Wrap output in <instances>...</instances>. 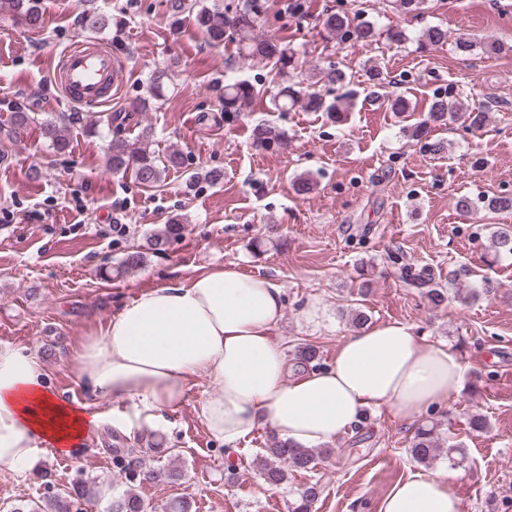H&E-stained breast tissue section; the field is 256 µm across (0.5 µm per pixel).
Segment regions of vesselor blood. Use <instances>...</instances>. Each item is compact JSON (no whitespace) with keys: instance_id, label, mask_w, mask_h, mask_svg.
Masks as SVG:
<instances>
[{"instance_id":"1","label":"vessel or blood","mask_w":512,"mask_h":512,"mask_svg":"<svg viewBox=\"0 0 512 512\" xmlns=\"http://www.w3.org/2000/svg\"><path fill=\"white\" fill-rule=\"evenodd\" d=\"M56 79L68 96L83 105L105 102L117 88L121 71L110 49L97 41L79 40L63 54Z\"/></svg>"}]
</instances>
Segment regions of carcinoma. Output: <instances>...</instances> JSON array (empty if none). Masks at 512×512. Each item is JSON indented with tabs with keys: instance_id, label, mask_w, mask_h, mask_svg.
Returning a JSON list of instances; mask_svg holds the SVG:
<instances>
[{
	"instance_id": "carcinoma-1",
	"label": "carcinoma",
	"mask_w": 512,
	"mask_h": 512,
	"mask_svg": "<svg viewBox=\"0 0 512 512\" xmlns=\"http://www.w3.org/2000/svg\"><path fill=\"white\" fill-rule=\"evenodd\" d=\"M13 14L19 16L27 26L39 29L43 23L41 0H8ZM79 25L86 31L101 32L112 30V49L122 51L125 40L123 22L116 16L107 14L98 8L96 0H79ZM167 9L170 29L179 30L186 17H191L197 29L208 43L220 45L231 41L237 45L238 57L244 60H258L269 68L271 83L276 90L267 94L259 83L248 79H224V86L217 89V111L224 113V125L237 123L244 113L251 111L256 100L269 95L270 112H288L299 106L307 112H325L331 119L339 121L342 114L353 109L357 93L349 89L352 76L330 61L325 66H309L305 78L298 79V70L306 65V60L296 56V51L288 44L275 38L262 36L259 30L267 20L269 0H168ZM319 22L328 36L339 42L361 43L370 45L381 35L394 44L408 40L405 31L389 28L381 32L376 19L353 21L349 15L340 11H329L321 15ZM448 41V29L441 26L427 28L419 37L425 46H438ZM367 81L371 90L365 100H379L377 89L383 84V72L375 65L366 69ZM171 73L167 70L153 72L147 79L144 92L130 100L127 111L149 112L157 108L164 100L171 86ZM487 120V111L483 108H467L462 105L451 106L445 96L433 97L426 117L413 129V136L424 140L423 147L434 155L445 154L444 144L431 141L427 135L433 124H455L465 131L482 128ZM8 122L17 135L28 129H35L49 147L58 153L69 149L68 131L70 126L81 124L84 117L79 112H71L63 118H57L46 112L44 117L30 111L23 104H16L9 113ZM252 144L264 150L280 146L285 133L261 120L251 128ZM106 165L114 172L132 170L139 184L155 187L164 180V174L171 169L187 166V157L179 149L169 151L164 158H158L144 143L130 141L119 133L112 135L107 146ZM459 207L467 212L488 209L496 212L512 211V196L498 195L491 198L480 197L475 201L462 199ZM183 224L179 218H171L163 228L154 231L147 238V250H134L122 259L117 267V274L126 275L140 270L146 263L148 252L162 253L172 240L181 235ZM489 248L494 255L512 256V228H498L490 236ZM470 275L466 267H460L448 273V283L457 287L456 295L463 300H476L479 296L490 297L496 294L498 285L484 277L479 289L465 292L462 282ZM444 440L438 423L432 421L417 429L406 452L418 463L435 459L442 450ZM267 451L273 460L260 462V473L264 481L277 487L287 479L288 469L308 471L314 468L316 458L328 453L321 448H303L281 440L271 442ZM320 494L318 483H309L297 493L291 504V512H312V505ZM93 496V488L82 483L72 486L63 495H54L44 503H20L12 512H72L74 504ZM109 512H145V504L136 493L127 490L112 498Z\"/></svg>"
}]
</instances>
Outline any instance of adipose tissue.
Here are the masks:
<instances>
[{"instance_id": "ef3b65f1", "label": "adipose tissue", "mask_w": 512, "mask_h": 512, "mask_svg": "<svg viewBox=\"0 0 512 512\" xmlns=\"http://www.w3.org/2000/svg\"><path fill=\"white\" fill-rule=\"evenodd\" d=\"M282 290L235 265L141 292L83 340L74 363L94 400L58 399L37 354L0 345V467L26 473L46 445L69 452L102 420L98 403L128 401L129 426H155L199 378L217 389L201 416L235 446L258 426L314 448L333 442L367 409L413 421L462 387L458 353L401 322L345 336L323 369L293 372L273 339ZM456 473L420 472L397 483L380 512H462Z\"/></svg>"}]
</instances>
